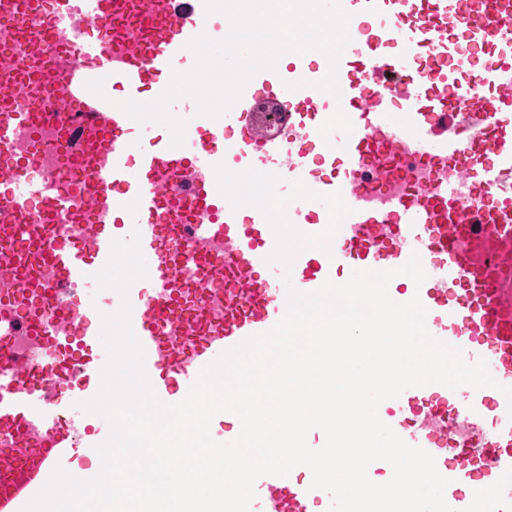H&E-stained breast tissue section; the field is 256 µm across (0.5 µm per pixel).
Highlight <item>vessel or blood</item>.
<instances>
[{
    "label": "vessel or blood",
    "instance_id": "b4317fda",
    "mask_svg": "<svg viewBox=\"0 0 512 512\" xmlns=\"http://www.w3.org/2000/svg\"><path fill=\"white\" fill-rule=\"evenodd\" d=\"M340 2L366 25L338 63L341 97L315 87L328 63L291 53L219 118L177 101L188 125L174 148L167 127L118 104L189 72L187 42L223 38L224 15L204 0H0V512H22L56 467L95 475L74 462L109 434L79 404L100 389L102 317L121 304L94 298L112 240L141 235L148 275L130 288L131 325L163 402L284 317L281 268L265 262L274 232L219 193V164L338 191L351 207L330 252L297 257L300 292L419 255L425 281L393 279L391 298H420L428 331L485 360L498 385L411 387L381 419L434 456L454 512H512V0ZM262 95L283 113L273 134L252 112ZM339 109L351 136L323 139ZM287 215L305 234L329 223L318 201ZM311 483L303 466L260 477L251 512H328L330 494Z\"/></svg>",
    "mask_w": 512,
    "mask_h": 512
}]
</instances>
